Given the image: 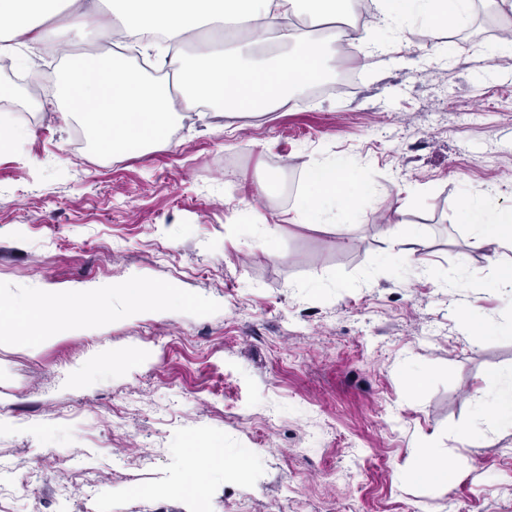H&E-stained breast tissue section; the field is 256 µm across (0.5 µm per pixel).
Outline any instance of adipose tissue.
<instances>
[{"instance_id":"1","label":"adipose tissue","mask_w":512,"mask_h":512,"mask_svg":"<svg viewBox=\"0 0 512 512\" xmlns=\"http://www.w3.org/2000/svg\"><path fill=\"white\" fill-rule=\"evenodd\" d=\"M347 0H112L111 13L92 11L84 0H0V53L13 42L41 43L66 36L72 43L140 38L158 64L167 66L163 79L149 80L130 68L121 54L104 60L92 54L66 56L63 118L81 119L101 151L146 150L165 142L181 113L199 109L210 100L225 113L250 116L285 104L293 88L317 79L330 45L345 37L333 28ZM473 0H369L376 18L373 28L357 32L356 42L373 43L393 23L408 20L432 28L465 15ZM233 17L249 23L250 61L240 59L233 42L184 52L185 43L204 20ZM324 20L323 36H305L291 17ZM371 193L355 179V163L334 157L311 166L295 208L293 223L331 224L344 207L359 210ZM468 227L470 245L498 252L512 249V206L467 198L458 207ZM122 300V311L181 304L173 288H148L135 278L121 286L94 289L89 296L73 294L59 300L47 295L23 305L0 308V335L22 331L35 334L41 318L53 312L62 321L84 315L87 303L106 296Z\"/></svg>"}]
</instances>
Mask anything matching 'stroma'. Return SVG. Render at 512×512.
<instances>
[{
	"mask_svg": "<svg viewBox=\"0 0 512 512\" xmlns=\"http://www.w3.org/2000/svg\"><path fill=\"white\" fill-rule=\"evenodd\" d=\"M505 31L512 12L474 0L445 28L337 42L350 88L249 118L187 112L145 152H100L57 93L18 113L25 133L0 145V297L135 277L185 302L74 328L48 314L41 338L0 343V512H82L92 484L96 512H195L180 480L217 449L249 477L206 475L208 512H512V430L478 399L512 371V296L456 217L493 186L512 206ZM10 56L18 80L66 66L33 44ZM339 154L372 189L364 212L291 223L306 169ZM271 175L282 191L261 193ZM390 224L421 226L418 266ZM472 301L479 335L459 316ZM84 362L93 378L73 384ZM472 423L482 435L460 437ZM424 448L443 449L451 485L408 480Z\"/></svg>",
	"mask_w": 512,
	"mask_h": 512,
	"instance_id": "obj_1",
	"label": "stroma"
}]
</instances>
